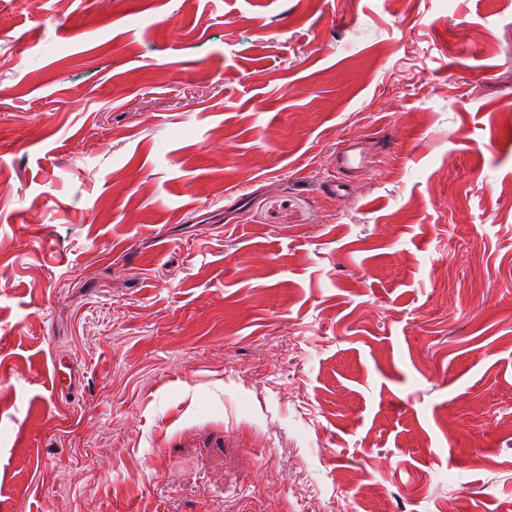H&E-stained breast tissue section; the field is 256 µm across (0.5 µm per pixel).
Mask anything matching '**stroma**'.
<instances>
[{
    "mask_svg": "<svg viewBox=\"0 0 512 512\" xmlns=\"http://www.w3.org/2000/svg\"><path fill=\"white\" fill-rule=\"evenodd\" d=\"M0 512H512V0H0ZM337 152L338 163L347 170H355L363 166L364 149L358 139L343 140Z\"/></svg>",
    "mask_w": 512,
    "mask_h": 512,
    "instance_id": "stroma-1",
    "label": "stroma"
}]
</instances>
